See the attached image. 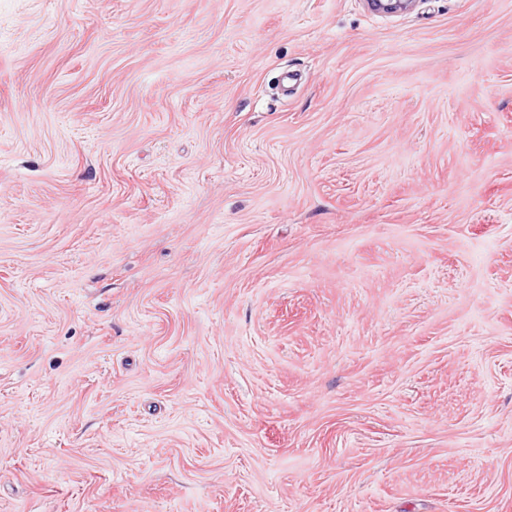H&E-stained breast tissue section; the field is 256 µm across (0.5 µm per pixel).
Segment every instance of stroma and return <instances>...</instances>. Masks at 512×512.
Here are the masks:
<instances>
[{
    "instance_id": "35a3bbf8",
    "label": "stroma",
    "mask_w": 512,
    "mask_h": 512,
    "mask_svg": "<svg viewBox=\"0 0 512 512\" xmlns=\"http://www.w3.org/2000/svg\"><path fill=\"white\" fill-rule=\"evenodd\" d=\"M0 512H512V0H0Z\"/></svg>"
}]
</instances>
